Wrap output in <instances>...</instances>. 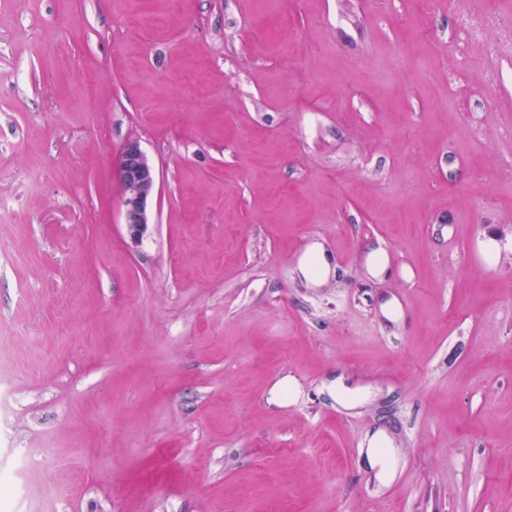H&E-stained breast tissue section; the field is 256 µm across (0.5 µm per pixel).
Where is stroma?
<instances>
[{"mask_svg": "<svg viewBox=\"0 0 512 512\" xmlns=\"http://www.w3.org/2000/svg\"><path fill=\"white\" fill-rule=\"evenodd\" d=\"M510 15L0 0V464L55 447L10 512H512ZM118 168L125 189L121 202L124 224L130 236L139 239L149 224L146 208L156 190V173L136 139L122 146ZM300 266L305 277L312 283H320L331 272L329 262L320 245L309 246L300 261ZM367 457L372 467L382 465L381 473H388V455L385 451L386 440L381 434H374L368 439Z\"/></svg>", "mask_w": 512, "mask_h": 512, "instance_id": "35a3bbf8", "label": "stroma"}]
</instances>
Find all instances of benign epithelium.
Listing matches in <instances>:
<instances>
[{"instance_id":"7a95c632","label":"benign epithelium","mask_w":512,"mask_h":512,"mask_svg":"<svg viewBox=\"0 0 512 512\" xmlns=\"http://www.w3.org/2000/svg\"><path fill=\"white\" fill-rule=\"evenodd\" d=\"M118 168L125 189L121 202L124 224L130 236L139 239L148 226L147 201L156 190V173L136 139L122 146Z\"/></svg>"}]
</instances>
